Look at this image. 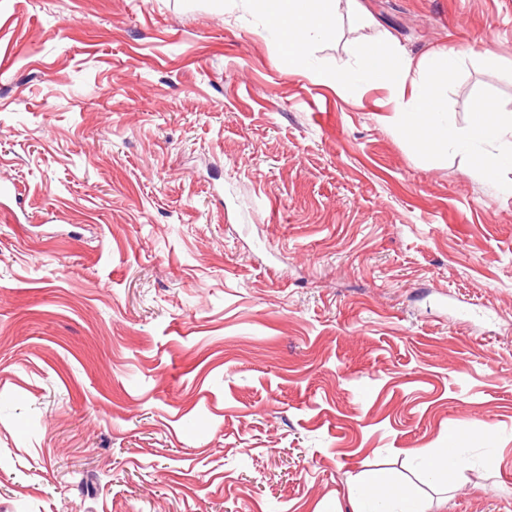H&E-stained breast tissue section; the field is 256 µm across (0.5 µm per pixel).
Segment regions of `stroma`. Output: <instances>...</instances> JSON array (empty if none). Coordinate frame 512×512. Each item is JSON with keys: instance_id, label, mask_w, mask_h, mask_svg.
<instances>
[{"instance_id": "stroma-1", "label": "stroma", "mask_w": 512, "mask_h": 512, "mask_svg": "<svg viewBox=\"0 0 512 512\" xmlns=\"http://www.w3.org/2000/svg\"><path fill=\"white\" fill-rule=\"evenodd\" d=\"M361 2L311 65L448 48L449 124L512 114V0ZM268 29L0 0V512H351L380 468L512 512V167L423 153L392 89Z\"/></svg>"}]
</instances>
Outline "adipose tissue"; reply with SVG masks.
Wrapping results in <instances>:
<instances>
[{
    "label": "adipose tissue",
    "instance_id": "1",
    "mask_svg": "<svg viewBox=\"0 0 512 512\" xmlns=\"http://www.w3.org/2000/svg\"><path fill=\"white\" fill-rule=\"evenodd\" d=\"M275 28L289 65L302 64L311 43L330 33L340 20L338 0H256ZM356 57L369 77L396 92H409L405 106L397 112L396 120L402 130L418 140L430 153L454 147L469 151L473 140L489 144L481 156L485 171L493 172L511 157L512 116L500 115L491 105L480 103L468 129L450 128L438 87L447 78L454 55L439 51L420 58L403 55L390 48L367 43L357 46Z\"/></svg>",
    "mask_w": 512,
    "mask_h": 512
}]
</instances>
